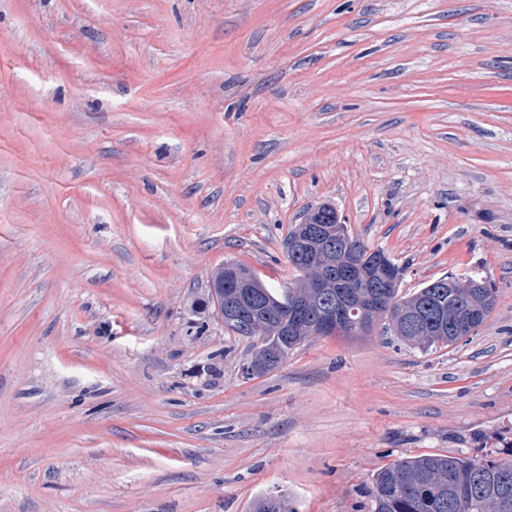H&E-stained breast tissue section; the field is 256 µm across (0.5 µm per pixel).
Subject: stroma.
<instances>
[{
	"label": "stroma",
	"instance_id": "stroma-1",
	"mask_svg": "<svg viewBox=\"0 0 512 512\" xmlns=\"http://www.w3.org/2000/svg\"><path fill=\"white\" fill-rule=\"evenodd\" d=\"M333 204L497 289L251 374L213 272L268 286ZM512 459V0H0V512H371L420 455ZM447 278L442 284L448 286V288H455L454 291H448V288H438L439 286L436 283L441 279L438 278L430 281L409 297H398L399 286L396 292H391L390 296L396 298V307H399L403 301L411 308H421L425 304H431L432 310L445 314L444 321L430 322L427 318L420 336H408L407 334L399 336L397 331L400 339L419 347L421 350H429L436 346H450L467 337V335L477 332L478 328L486 321L494 307L493 293L496 299V288H491V285L484 278H474L470 281L468 288H472L470 291L472 296L465 313L466 322L473 324L478 322L491 309L478 325L470 326L462 321V311L466 303L468 289L459 288L455 278L448 276ZM489 288L492 289L493 293Z\"/></svg>",
	"mask_w": 512,
	"mask_h": 512
}]
</instances>
